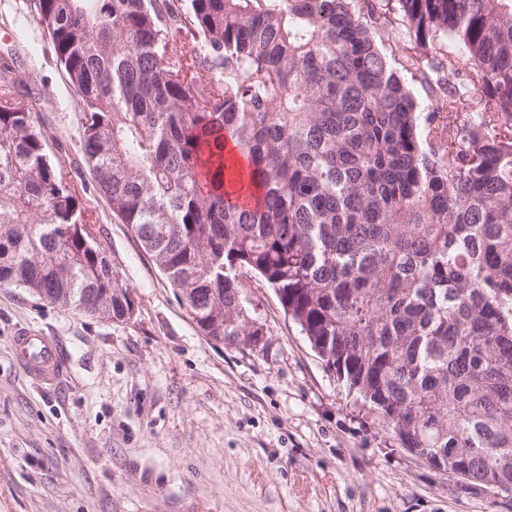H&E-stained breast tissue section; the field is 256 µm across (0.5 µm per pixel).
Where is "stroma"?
Returning a JSON list of instances; mask_svg holds the SVG:
<instances>
[{"label": "stroma", "instance_id": "1", "mask_svg": "<svg viewBox=\"0 0 512 512\" xmlns=\"http://www.w3.org/2000/svg\"><path fill=\"white\" fill-rule=\"evenodd\" d=\"M21 2L0 0V56L31 68L58 132L49 154L79 186L73 89ZM94 207L135 312L109 322L0 287V512H512V492L462 491L402 448L264 280L246 282L264 347L210 341L109 204ZM24 329L59 344L53 384L16 363Z\"/></svg>", "mask_w": 512, "mask_h": 512}]
</instances>
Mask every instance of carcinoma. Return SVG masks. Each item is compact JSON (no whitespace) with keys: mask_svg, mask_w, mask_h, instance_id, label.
Masks as SVG:
<instances>
[{"mask_svg":"<svg viewBox=\"0 0 512 512\" xmlns=\"http://www.w3.org/2000/svg\"><path fill=\"white\" fill-rule=\"evenodd\" d=\"M25 4L78 96L92 194L202 335L259 346L264 279L404 448L511 491L512 0ZM52 138L1 56L0 286L126 322Z\"/></svg>","mask_w":512,"mask_h":512,"instance_id":"cac0c4a2","label":"carcinoma"}]
</instances>
